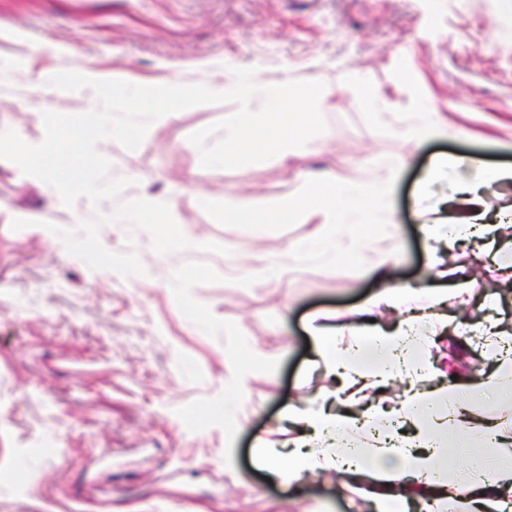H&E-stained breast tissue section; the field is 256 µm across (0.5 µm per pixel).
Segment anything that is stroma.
I'll list each match as a JSON object with an SVG mask.
<instances>
[{
	"label": "stroma",
	"mask_w": 512,
	"mask_h": 512,
	"mask_svg": "<svg viewBox=\"0 0 512 512\" xmlns=\"http://www.w3.org/2000/svg\"><path fill=\"white\" fill-rule=\"evenodd\" d=\"M79 63L135 85L220 83L230 64L272 84L312 77L325 85L327 130L235 169L203 168L189 140L234 114V102L179 111L134 150L108 141L111 177L132 181L124 197H175L172 217L189 242L160 254L140 227L106 230L102 246L135 253L141 276L69 255L47 226L72 228L70 212L0 159V512H63L75 498L106 501L107 512H374L341 491L336 473L308 475L294 490L257 466L265 447L294 434L284 409L321 404L336 386L310 318L357 308L383 288L368 265L318 257L271 276L310 227L274 223L266 205L292 193L298 174L359 180L411 155L394 191L391 267L396 284L426 287L422 226L456 214L455 188L479 166L512 167V10L502 0H0V131L35 145L43 112L97 108L89 88L23 94L42 66ZM350 72L361 83H347ZM367 86L390 101L387 113L370 116ZM421 112L441 133L415 146L399 129ZM450 154L474 164L429 179ZM242 196L255 203L247 221L225 220V200ZM16 218L30 227L13 230ZM502 240L493 248L470 237L440 251L476 283L449 293V319L512 330V231ZM175 271L182 280H170ZM254 351L265 364L244 395L226 399L231 362L249 363ZM426 357L424 390L451 371L466 384L499 367L471 332L452 346L429 343Z\"/></svg>",
	"instance_id": "35a3bbf8"
}]
</instances>
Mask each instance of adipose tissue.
Segmentation results:
<instances>
[{
    "instance_id": "1",
    "label": "adipose tissue",
    "mask_w": 512,
    "mask_h": 512,
    "mask_svg": "<svg viewBox=\"0 0 512 512\" xmlns=\"http://www.w3.org/2000/svg\"><path fill=\"white\" fill-rule=\"evenodd\" d=\"M410 162V156H393L380 164L374 176L357 181H341L327 173L305 175L292 194L268 205L278 222L311 223L308 237L292 248L295 256L371 265L384 287L357 309V316L368 317L380 308L409 310L421 296L429 308L391 330L327 323L313 327L325 371L342 376L341 406L289 410L287 418L301 435L289 450L268 449L262 466L271 477L291 485L315 472L366 481L376 512H438L448 488L447 438L475 430L494 444L497 453L485 458L480 468L465 472L471 493L466 512H507L512 507V424L487 420L464 408L456 381L429 391L413 385L424 373L411 360L413 348L423 341L419 324L447 325L437 309L447 300L448 291L433 288L421 293L395 284L387 261L380 257V244L392 233L374 221L376 213L391 211L397 178ZM486 204L477 189L470 190L461 198L460 213L451 223L427 225L428 241L493 238L494 225L484 221ZM364 348L377 359V370H368L362 361ZM394 378L411 383L398 409L373 405L357 410V401L369 385ZM395 418L409 421L412 433L389 431L387 425Z\"/></svg>"
}]
</instances>
